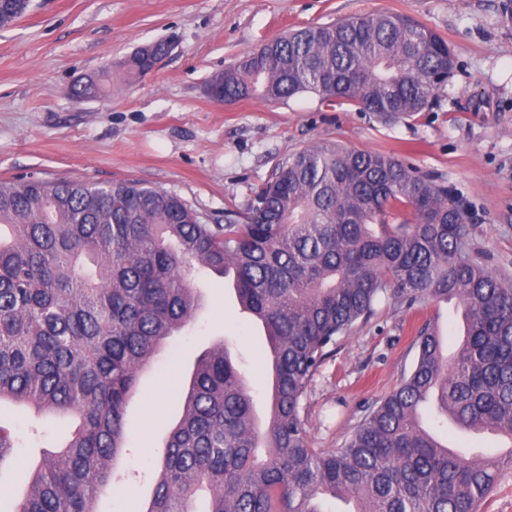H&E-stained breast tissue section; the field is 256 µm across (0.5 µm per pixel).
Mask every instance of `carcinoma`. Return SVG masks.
<instances>
[{
	"instance_id": "carcinoma-1",
	"label": "carcinoma",
	"mask_w": 512,
	"mask_h": 512,
	"mask_svg": "<svg viewBox=\"0 0 512 512\" xmlns=\"http://www.w3.org/2000/svg\"><path fill=\"white\" fill-rule=\"evenodd\" d=\"M27 0H0V28ZM122 64L136 80L168 53ZM444 37L377 12L291 31L244 53L209 89L224 101L287 102L305 93L383 120L429 106L452 78ZM77 101L103 93L74 84ZM460 195L397 157L322 142L288 155L255 192L245 222L207 224L180 196L136 181L61 176L0 182V403L72 414L79 426L33 472L13 512H97L124 447L129 393L165 341L193 321V270L230 275L270 351V407L219 343L197 355L183 414L144 512H480L499 457L448 449L419 420L512 443V282L474 261ZM457 300L467 332L453 355L421 327L417 359L339 448L312 446L311 382L339 338L381 300L409 310ZM15 448L0 426V468Z\"/></svg>"
}]
</instances>
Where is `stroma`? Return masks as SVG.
Here are the masks:
<instances>
[{
    "instance_id": "1",
    "label": "stroma",
    "mask_w": 512,
    "mask_h": 512,
    "mask_svg": "<svg viewBox=\"0 0 512 512\" xmlns=\"http://www.w3.org/2000/svg\"><path fill=\"white\" fill-rule=\"evenodd\" d=\"M502 0H31L0 28V181L67 176L133 180L179 195L207 223L241 219L246 204L288 154L322 141L394 155L455 187L469 203L473 255L512 280V22ZM394 12L440 32L455 71L426 111L382 122L349 105L303 94L285 103L214 101L211 79L245 52L283 32L356 15ZM173 47L148 77L130 82L120 62L137 48ZM106 81L101 98L75 102L66 90ZM437 324L446 353L457 347L450 304L416 311L376 304L365 324L339 340L314 377L306 427L314 447L337 448L365 409L396 388L417 351L418 327ZM229 342L258 414L268 405L267 354L260 325L242 314L221 278L204 288V308L173 336L142 375L126 416L127 445L99 512H141L154 469L181 415L179 391L196 355ZM15 439L0 469V512H13L43 450L59 446L75 420L0 406Z\"/></svg>"
}]
</instances>
